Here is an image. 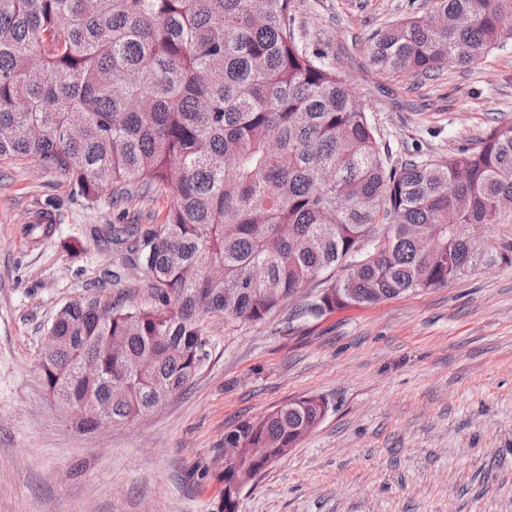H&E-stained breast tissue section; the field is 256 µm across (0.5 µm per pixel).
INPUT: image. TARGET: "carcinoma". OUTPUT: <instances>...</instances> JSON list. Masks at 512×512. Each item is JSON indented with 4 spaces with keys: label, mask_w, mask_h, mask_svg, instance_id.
Listing matches in <instances>:
<instances>
[{
    "label": "carcinoma",
    "mask_w": 512,
    "mask_h": 512,
    "mask_svg": "<svg viewBox=\"0 0 512 512\" xmlns=\"http://www.w3.org/2000/svg\"><path fill=\"white\" fill-rule=\"evenodd\" d=\"M429 17L370 45L385 70L431 76L469 67L512 39V0H434ZM293 0H0V158H32L86 204L111 190H175L164 221L129 243L154 288L148 306L63 307L40 369L62 403L120 422L182 392L210 357L201 320L267 319L313 279L357 263L299 309L317 319L452 282L512 258L481 243L512 225V122L437 162L391 164L346 80L308 52ZM91 360L96 374L80 365ZM320 397L291 400L224 434L243 449L236 483L284 458L324 418Z\"/></svg>",
    "instance_id": "carcinoma-1"
}]
</instances>
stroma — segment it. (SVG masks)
I'll list each match as a JSON object with an SVG mask.
<instances>
[{"label": "stroma", "mask_w": 512, "mask_h": 512, "mask_svg": "<svg viewBox=\"0 0 512 512\" xmlns=\"http://www.w3.org/2000/svg\"><path fill=\"white\" fill-rule=\"evenodd\" d=\"M434 0H294V30L349 84L392 163L472 147L512 121V42L424 78L374 65L388 25ZM160 191L86 205L65 178L0 160V512H212L224 434L288 400L328 412L250 484L239 512H512V263L318 319L296 301L258 323L202 325L212 354L189 390L137 420L77 429L39 369L57 312L84 295L150 304L113 224L162 223ZM51 233L23 228L42 211Z\"/></svg>", "instance_id": "obj_1"}]
</instances>
